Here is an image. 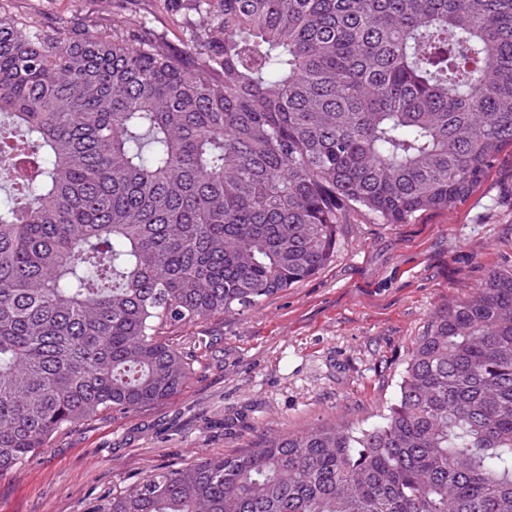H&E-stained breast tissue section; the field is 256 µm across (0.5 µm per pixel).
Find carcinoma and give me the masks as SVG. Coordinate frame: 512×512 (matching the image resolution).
Wrapping results in <instances>:
<instances>
[{"instance_id": "1", "label": "carcinoma", "mask_w": 512, "mask_h": 512, "mask_svg": "<svg viewBox=\"0 0 512 512\" xmlns=\"http://www.w3.org/2000/svg\"><path fill=\"white\" fill-rule=\"evenodd\" d=\"M182 47L0 8V475L162 403V329L450 211L512 148V0H177ZM100 512H512V268L438 309L370 428L157 471Z\"/></svg>"}]
</instances>
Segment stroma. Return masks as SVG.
I'll return each instance as SVG.
<instances>
[{"label":"stroma","instance_id":"35a3bbf8","mask_svg":"<svg viewBox=\"0 0 512 512\" xmlns=\"http://www.w3.org/2000/svg\"><path fill=\"white\" fill-rule=\"evenodd\" d=\"M44 29L111 34L140 23L171 49V0H0ZM512 267V149L451 212L411 224L352 214L332 260L259 304L171 329L195 355L170 400L64 430L0 477V512H97L159 469L245 452L331 421L368 428L395 399L408 349L435 310Z\"/></svg>","mask_w":512,"mask_h":512}]
</instances>
